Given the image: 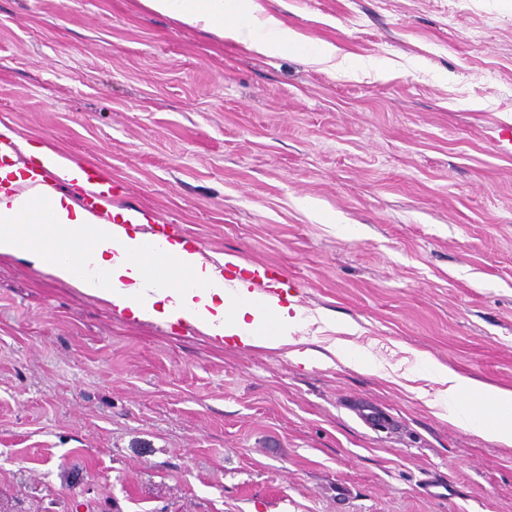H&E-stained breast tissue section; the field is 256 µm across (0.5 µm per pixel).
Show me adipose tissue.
Returning a JSON list of instances; mask_svg holds the SVG:
<instances>
[{
	"mask_svg": "<svg viewBox=\"0 0 512 512\" xmlns=\"http://www.w3.org/2000/svg\"><path fill=\"white\" fill-rule=\"evenodd\" d=\"M151 11L208 32L218 40L242 44L270 55L298 40V33L256 0H142ZM42 159L46 172L33 174L18 153ZM85 187L82 166L49 145L28 146L0 125V255L20 257L81 292L110 301L118 312L145 322L177 321L202 329L217 340L245 346L278 347L293 343L303 326L301 309L283 303H258L239 288L225 293L214 264L205 262L181 240L164 242L166 253L179 257L177 267L156 275L150 268L147 234L139 227L145 214L112 210L108 232L93 234L97 214L82 206L77 191L61 190L50 175L58 168ZM24 191H16V183ZM144 289L130 297V287ZM429 364L439 390L435 407L449 423L486 441L512 447V390L465 377L418 353Z\"/></svg>",
	"mask_w": 512,
	"mask_h": 512,
	"instance_id": "obj_1",
	"label": "adipose tissue"
}]
</instances>
